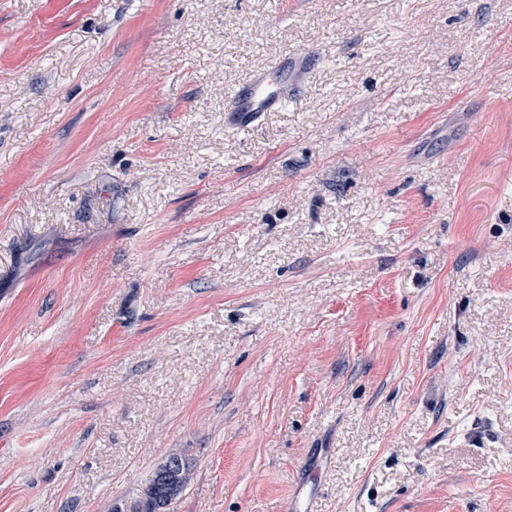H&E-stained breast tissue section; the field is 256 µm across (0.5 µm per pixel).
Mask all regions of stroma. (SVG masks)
<instances>
[{
    "label": "stroma",
    "instance_id": "obj_1",
    "mask_svg": "<svg viewBox=\"0 0 512 512\" xmlns=\"http://www.w3.org/2000/svg\"><path fill=\"white\" fill-rule=\"evenodd\" d=\"M172 455V512H512V0H0V512ZM311 55H285L253 70L250 78L234 87L224 108L225 122L240 128L254 127L265 112H279L304 86ZM313 472L300 477L284 505V512H315L317 501L316 476Z\"/></svg>",
    "mask_w": 512,
    "mask_h": 512
}]
</instances>
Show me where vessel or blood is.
<instances>
[{"instance_id": "1", "label": "vessel or blood", "mask_w": 512, "mask_h": 512, "mask_svg": "<svg viewBox=\"0 0 512 512\" xmlns=\"http://www.w3.org/2000/svg\"><path fill=\"white\" fill-rule=\"evenodd\" d=\"M310 55H288L253 70L250 78L234 87L225 108L226 123L252 127L267 112H278L296 98L304 86ZM315 475L300 477L285 505L284 512H315Z\"/></svg>"}]
</instances>
